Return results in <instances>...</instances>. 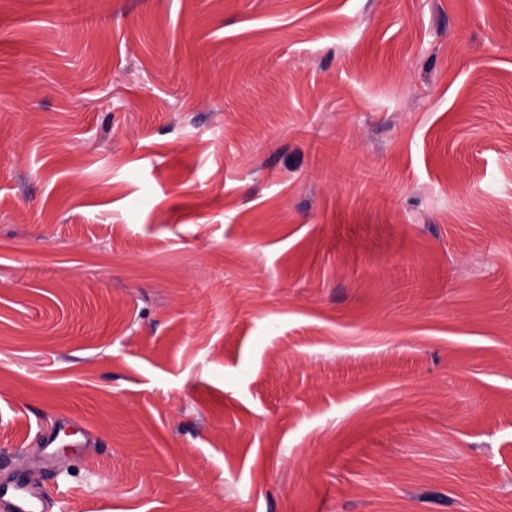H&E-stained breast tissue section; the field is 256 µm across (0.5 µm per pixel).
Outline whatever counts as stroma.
Masks as SVG:
<instances>
[{"mask_svg":"<svg viewBox=\"0 0 512 512\" xmlns=\"http://www.w3.org/2000/svg\"><path fill=\"white\" fill-rule=\"evenodd\" d=\"M17 477L512 512V0H0Z\"/></svg>","mask_w":512,"mask_h":512,"instance_id":"1","label":"stroma"}]
</instances>
